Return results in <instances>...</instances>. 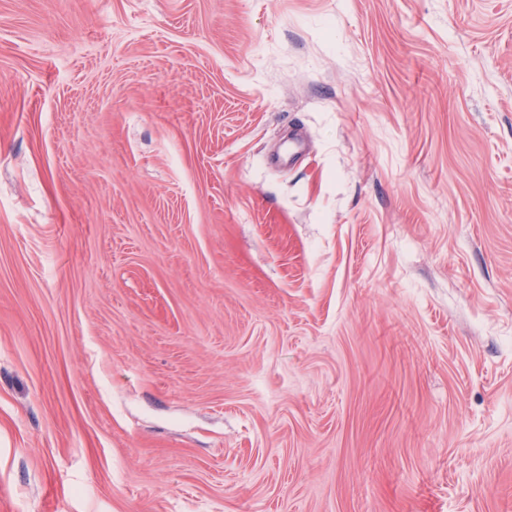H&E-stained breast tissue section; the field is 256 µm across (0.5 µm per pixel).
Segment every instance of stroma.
I'll return each instance as SVG.
<instances>
[{
  "instance_id": "35a3bbf8",
  "label": "stroma",
  "mask_w": 512,
  "mask_h": 512,
  "mask_svg": "<svg viewBox=\"0 0 512 512\" xmlns=\"http://www.w3.org/2000/svg\"><path fill=\"white\" fill-rule=\"evenodd\" d=\"M0 512H512V0H0Z\"/></svg>"
}]
</instances>
